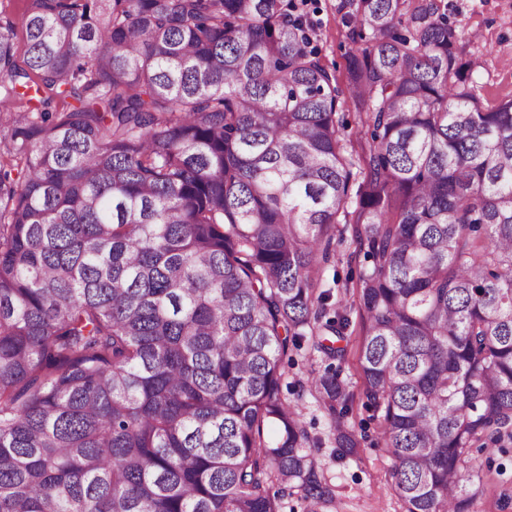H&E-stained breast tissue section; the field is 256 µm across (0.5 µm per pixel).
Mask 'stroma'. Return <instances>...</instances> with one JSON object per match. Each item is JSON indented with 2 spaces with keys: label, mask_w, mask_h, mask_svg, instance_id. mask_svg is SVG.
Here are the masks:
<instances>
[{
  "label": "stroma",
  "mask_w": 512,
  "mask_h": 512,
  "mask_svg": "<svg viewBox=\"0 0 512 512\" xmlns=\"http://www.w3.org/2000/svg\"><path fill=\"white\" fill-rule=\"evenodd\" d=\"M349 0H307L305 11L309 35L325 66L344 75L346 55L353 46L345 22ZM448 15L461 33L458 46L463 58L478 60L472 81L475 93L486 106L512 97V0H448ZM364 258L354 241L351 225L340 224L329 246L326 277L356 275ZM351 320L343 345L344 358L329 360L310 343L290 350L281 379L288 402L301 410V421L313 440L320 473L335 494L331 512H404L389 478L391 457L381 441L380 421L363 397V380L358 365L361 316L351 307ZM333 367L352 396L349 422L354 426L360 448L357 456L338 458L333 423L316 405L307 381L312 373ZM477 472L470 483L477 490L476 512H512V442L491 450L473 449Z\"/></svg>",
  "instance_id": "35a3bbf8"
}]
</instances>
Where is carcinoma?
<instances>
[{"label": "carcinoma", "mask_w": 512, "mask_h": 512, "mask_svg": "<svg viewBox=\"0 0 512 512\" xmlns=\"http://www.w3.org/2000/svg\"><path fill=\"white\" fill-rule=\"evenodd\" d=\"M352 7L356 174L295 0H0V512L331 507L281 378L345 355L342 215L391 485L471 512L470 449L512 439V99L445 0ZM311 388L356 455L345 382ZM353 224H336L335 235L329 246V261L325 264V280L328 287H331L332 300L334 307L336 298L340 297L332 278L336 271L338 272L341 282L345 281L348 276H353L354 281L359 268L364 263L363 254L359 252L353 237Z\"/></svg>", "instance_id": "1"}]
</instances>
